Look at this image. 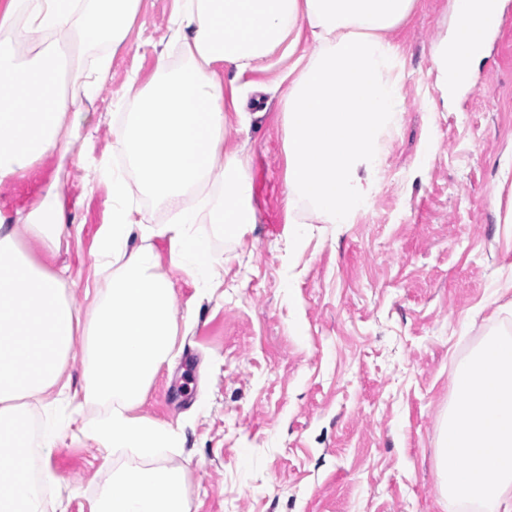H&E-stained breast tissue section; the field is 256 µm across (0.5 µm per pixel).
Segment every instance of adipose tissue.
<instances>
[{
  "label": "adipose tissue",
  "mask_w": 512,
  "mask_h": 512,
  "mask_svg": "<svg viewBox=\"0 0 512 512\" xmlns=\"http://www.w3.org/2000/svg\"><path fill=\"white\" fill-rule=\"evenodd\" d=\"M417 0H176L181 67L158 55L155 74L134 97L121 130L132 168L102 167L111 185L110 220L97 232L96 273H108L89 312L68 301L66 268L49 269L22 237L55 257L74 227L63 193L50 185L13 222L0 217V512H42L41 489L28 474L30 403L52 409L71 386L66 364L79 358L85 398L111 403L109 415L84 423L101 448L148 454L174 447L176 430L133 415L174 348V287L157 272L152 238H168L173 264L205 285L215 277L210 242L198 220L225 238L241 237L257 214L240 147L224 132L248 128L238 99L224 97V70L267 69L276 49L295 60L282 81L287 200L301 199L326 224H349L376 187L379 143L401 107V89L385 75L398 47L387 40ZM139 0H5L0 6V183L32 165L73 155L93 102L136 18ZM455 22L437 49L443 75L457 63L475 73L478 50L462 37L472 0H455ZM322 44L314 58L295 56L302 31ZM174 215L171 224L134 216L130 179ZM82 335L81 351L73 338ZM186 468L134 466L113 473L91 512H189Z\"/></svg>",
  "instance_id": "1"
}]
</instances>
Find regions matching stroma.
Wrapping results in <instances>:
<instances>
[{"mask_svg":"<svg viewBox=\"0 0 512 512\" xmlns=\"http://www.w3.org/2000/svg\"><path fill=\"white\" fill-rule=\"evenodd\" d=\"M455 0H418L390 38L386 75L403 106L381 140L378 189L350 224L310 207L291 234L279 78L271 65L229 72L253 113L243 144L258 222L227 239L197 225L218 275L200 287L151 241L175 293V346L137 415L171 425L177 448L104 450L70 423L42 464L55 475L48 512H90L113 472L174 460L187 468L190 512H462L438 491L441 423L452 378L496 330L512 334V29L490 37L475 84L446 100L436 46ZM174 0H140L91 106L99 125L66 160L0 183V214L27 209L52 181L80 233L58 253L66 292L90 306L96 233L110 218L101 165L120 166V129L159 53L180 65Z\"/></svg>","mask_w":512,"mask_h":512,"instance_id":"1","label":"stroma"}]
</instances>
